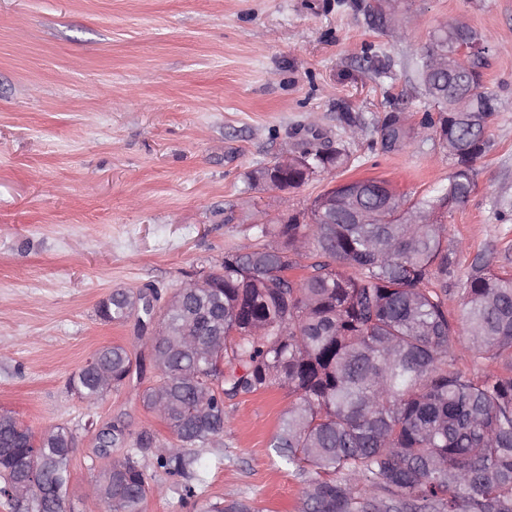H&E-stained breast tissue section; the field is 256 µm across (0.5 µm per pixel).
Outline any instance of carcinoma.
<instances>
[{
  "label": "carcinoma",
  "instance_id": "cac0c4a2",
  "mask_svg": "<svg viewBox=\"0 0 512 512\" xmlns=\"http://www.w3.org/2000/svg\"><path fill=\"white\" fill-rule=\"evenodd\" d=\"M482 44L463 24L436 28L417 68L437 117L421 124L459 149L448 184L430 196L380 195L373 179L319 194L310 208L275 224L249 227L256 243L224 252L210 288H186L162 310L135 311L136 294L116 289L99 307L107 321L138 315L159 382L139 394L165 408L174 442L143 433L112 460L105 512H144L152 464L177 478L182 499L196 497L202 467L196 449L224 436V399L270 386L295 397L270 446L305 484L301 512H512V273L481 257L464 274L457 320L448 289L433 275L454 264L442 205L465 202L475 166L492 148L487 126L495 98L481 61L431 71L428 59L459 42ZM415 128L397 114L379 129L384 152L405 147ZM345 147L306 144L288 158L278 189L296 188L345 169ZM502 365L484 376L461 369L456 345ZM112 375L106 386L82 367L71 388L96 401L124 385L133 364L122 345L95 353ZM74 436L59 426L38 437L13 415L0 423V480L36 473L50 495L26 512H66ZM200 512H251L242 502Z\"/></svg>",
  "mask_w": 512,
  "mask_h": 512
}]
</instances>
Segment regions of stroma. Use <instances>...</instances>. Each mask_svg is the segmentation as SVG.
Segmentation results:
<instances>
[{"mask_svg":"<svg viewBox=\"0 0 512 512\" xmlns=\"http://www.w3.org/2000/svg\"><path fill=\"white\" fill-rule=\"evenodd\" d=\"M449 22L481 34L498 103L475 187L443 219L453 315L476 257L512 270V0H0V411L75 431L67 512H99L89 490L125 452L96 455L98 426L171 439L137 397L153 369L93 403L70 390L102 347L148 353L136 319H102L101 301L148 285L170 297L252 244L250 225L334 184H447L432 130L385 153L377 128L433 112L416 68ZM310 133L345 144L348 168L288 192L250 183ZM290 401L277 386L225 400L199 501L298 512L304 485L270 446ZM147 476L146 512H193L163 470Z\"/></svg>","mask_w":512,"mask_h":512,"instance_id":"35a3bbf8","label":"stroma"}]
</instances>
